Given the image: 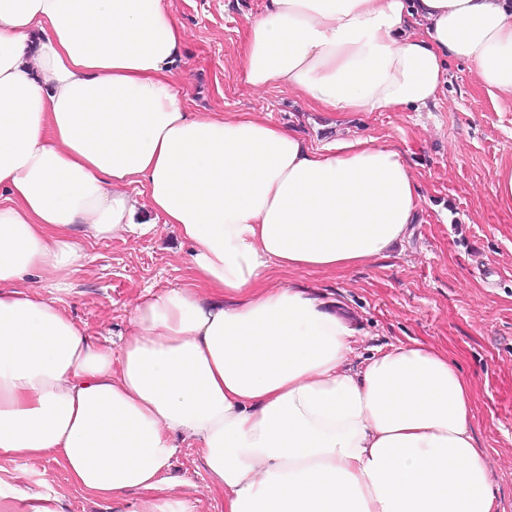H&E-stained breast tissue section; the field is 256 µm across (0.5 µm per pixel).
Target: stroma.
I'll list each match as a JSON object with an SVG mask.
<instances>
[{
	"instance_id": "stroma-1",
	"label": "stroma",
	"mask_w": 512,
	"mask_h": 512,
	"mask_svg": "<svg viewBox=\"0 0 512 512\" xmlns=\"http://www.w3.org/2000/svg\"><path fill=\"white\" fill-rule=\"evenodd\" d=\"M263 0H172L184 30L179 92L196 110L251 112L318 146L336 138L373 137L395 146L414 173L419 209L407 237L388 256L346 271H276L271 285H292L340 304L359 331L357 353L417 343L455 361L472 386L473 428L487 455L499 512H512V206L494 192L499 168L512 165V98L479 84L469 64L453 60L439 100L421 110L357 112L313 109L278 87L258 90L237 65L249 18ZM187 249L171 229L127 241L86 243L62 306L91 335L119 339L135 297L148 287L187 285ZM19 484L50 486L64 512H121L89 499L46 460L30 475L25 463L0 459ZM192 482L200 512H224L195 449L173 460Z\"/></svg>"
}]
</instances>
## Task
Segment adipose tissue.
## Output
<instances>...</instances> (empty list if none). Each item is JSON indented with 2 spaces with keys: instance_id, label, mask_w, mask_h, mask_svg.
I'll use <instances>...</instances> for the list:
<instances>
[{
  "instance_id": "1",
  "label": "adipose tissue",
  "mask_w": 512,
  "mask_h": 512,
  "mask_svg": "<svg viewBox=\"0 0 512 512\" xmlns=\"http://www.w3.org/2000/svg\"><path fill=\"white\" fill-rule=\"evenodd\" d=\"M183 42L169 0H0V457L52 460L90 498L143 492L131 512H198L170 473L184 443L225 512H498L448 356L351 365L343 312L267 284L386 256L419 208L402 154L193 110ZM450 57L512 97V0H265L239 72L322 112H394L437 101ZM161 222L192 283L142 290L120 348L46 296L85 242ZM59 503L0 474V512Z\"/></svg>"
}]
</instances>
